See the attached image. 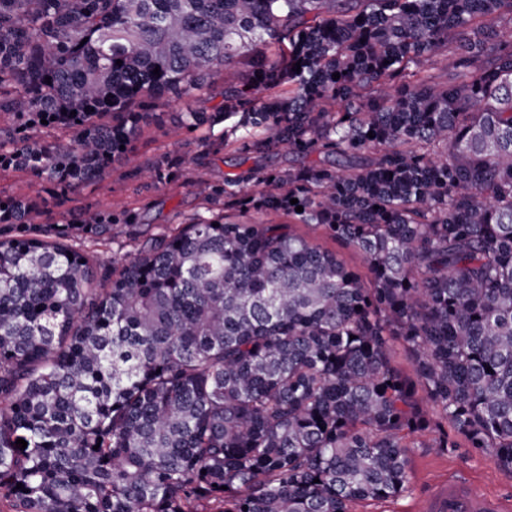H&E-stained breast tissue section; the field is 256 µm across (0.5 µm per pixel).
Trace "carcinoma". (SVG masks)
<instances>
[{
	"instance_id": "carcinoma-1",
	"label": "carcinoma",
	"mask_w": 512,
	"mask_h": 512,
	"mask_svg": "<svg viewBox=\"0 0 512 512\" xmlns=\"http://www.w3.org/2000/svg\"><path fill=\"white\" fill-rule=\"evenodd\" d=\"M506 26L512 0H0V170L100 184L141 108L193 92L222 101L184 128L304 161L196 180L215 207L288 221L198 215L108 261L135 212L44 224L32 197L0 199V504L350 512L407 492L432 431L425 447L512 476ZM294 230L296 233L308 238L312 242L319 244L324 248L336 250L349 268L359 272L364 277L367 276V268L362 255L352 249L340 248L325 234L321 227L311 224H296L294 226ZM129 233V229L115 227L112 231L113 239L112 242L105 248H101V256L103 259L108 260L112 257L113 252L121 254L133 252L135 248V241Z\"/></svg>"
}]
</instances>
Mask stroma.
I'll return each mask as SVG.
<instances>
[{"instance_id": "obj_1", "label": "stroma", "mask_w": 512, "mask_h": 512, "mask_svg": "<svg viewBox=\"0 0 512 512\" xmlns=\"http://www.w3.org/2000/svg\"><path fill=\"white\" fill-rule=\"evenodd\" d=\"M213 107V101L192 97L160 100L153 114L148 115L143 135L136 144L137 165L113 163L109 177L101 184L86 186L61 198L47 183L22 172H9L0 175V197L20 193L36 197L49 222L59 220L65 213H78L87 206L115 213L135 211L139 216L135 230L115 228L102 257L107 260L113 253L131 252L136 239L175 228L193 215H208L210 206L194 187L199 172L194 160L204 153L203 139H210L214 146L213 153L207 155L206 171L216 183L223 182L225 175H244L254 168L285 169L295 165V158L285 152L254 154L248 160H241L233 148L225 146L224 128L220 125L210 131L178 128L181 112L191 108L209 111ZM161 160L179 166L177 178L167 184L152 183L147 176L148 169ZM452 479L472 485L488 498L512 499V476L499 469L491 457L475 454L466 447L452 453L414 448L410 451V491L395 499L355 502L351 512H423L432 493Z\"/></svg>"}]
</instances>
